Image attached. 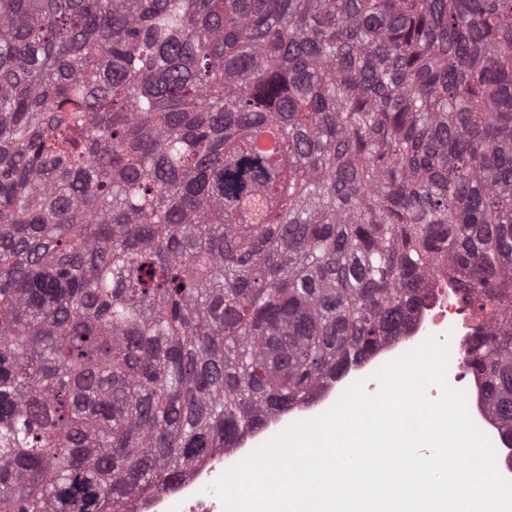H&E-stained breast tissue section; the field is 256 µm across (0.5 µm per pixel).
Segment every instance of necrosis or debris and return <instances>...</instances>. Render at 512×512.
I'll list each match as a JSON object with an SVG mask.
<instances>
[{
	"label": "necrosis or debris",
	"mask_w": 512,
	"mask_h": 512,
	"mask_svg": "<svg viewBox=\"0 0 512 512\" xmlns=\"http://www.w3.org/2000/svg\"><path fill=\"white\" fill-rule=\"evenodd\" d=\"M429 286L431 297L403 336L387 342L368 358L350 365L342 374L330 379L317 396L305 404L304 409L310 412L323 408L339 399L346 388L357 381L362 382L367 395H377L380 382L374 373L388 358L401 356L428 338L445 339L449 342L451 357L449 384L465 391L470 417L497 442V456L512 458V447L504 445L498 424L481 399L479 381L462 360L464 349L480 330L483 320L462 304L455 281L447 272L433 275ZM288 418L285 412L269 415L262 430H249L237 440L234 447L215 451L204 465L186 475L170 490L147 500L143 512H223L219 499L209 490L210 484L224 472L227 464L247 456L251 444L260 438L262 432L279 427Z\"/></svg>",
	"instance_id": "4bbe7bcc"
}]
</instances>
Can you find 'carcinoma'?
<instances>
[{"instance_id": "carcinoma-1", "label": "carcinoma", "mask_w": 512, "mask_h": 512, "mask_svg": "<svg viewBox=\"0 0 512 512\" xmlns=\"http://www.w3.org/2000/svg\"><path fill=\"white\" fill-rule=\"evenodd\" d=\"M445 268L512 440V0H0V512H138Z\"/></svg>"}]
</instances>
